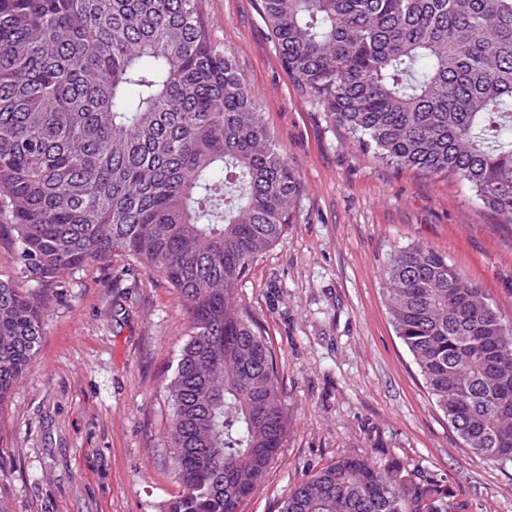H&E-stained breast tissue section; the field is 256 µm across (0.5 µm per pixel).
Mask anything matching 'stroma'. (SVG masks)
<instances>
[{
	"instance_id": "1",
	"label": "stroma",
	"mask_w": 512,
	"mask_h": 512,
	"mask_svg": "<svg viewBox=\"0 0 512 512\" xmlns=\"http://www.w3.org/2000/svg\"><path fill=\"white\" fill-rule=\"evenodd\" d=\"M213 40L258 97L304 193L233 299L266 330L287 441L243 512H279L337 457L367 453L449 488L454 512H512V466L472 455L432 403L390 322L383 269L399 250L447 255L512 321V226L467 185L353 146L285 71L259 0H199ZM44 334L0 415L10 512H170L167 386L187 340L175 290L132 260L42 285Z\"/></svg>"
}]
</instances>
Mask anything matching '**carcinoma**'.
Segmentation results:
<instances>
[{
  "label": "carcinoma",
  "instance_id": "obj_1",
  "mask_svg": "<svg viewBox=\"0 0 512 512\" xmlns=\"http://www.w3.org/2000/svg\"><path fill=\"white\" fill-rule=\"evenodd\" d=\"M284 67L353 145L458 179L512 224V0H260ZM303 185L198 0H0V224L42 283L130 258L174 288L171 512H242L288 437L265 330L232 301ZM383 276L396 336L469 450L512 464V323L426 244ZM45 298L0 279V412ZM445 486L346 455L280 512H452Z\"/></svg>",
  "mask_w": 512,
  "mask_h": 512
}]
</instances>
